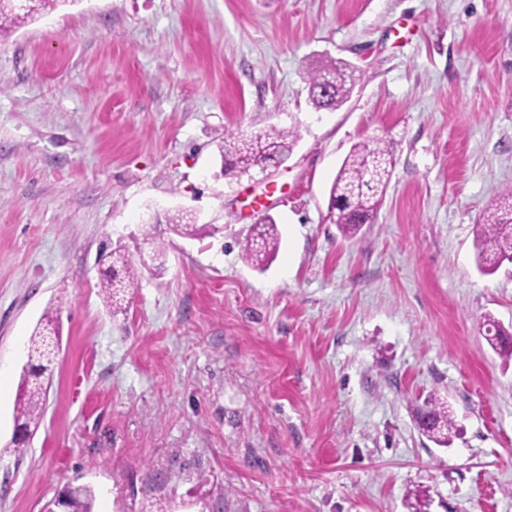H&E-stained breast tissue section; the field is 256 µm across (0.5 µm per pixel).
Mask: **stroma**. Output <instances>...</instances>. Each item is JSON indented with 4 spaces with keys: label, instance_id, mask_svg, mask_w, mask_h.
<instances>
[{
    "label": "stroma",
    "instance_id": "obj_1",
    "mask_svg": "<svg viewBox=\"0 0 512 512\" xmlns=\"http://www.w3.org/2000/svg\"><path fill=\"white\" fill-rule=\"evenodd\" d=\"M361 72L315 110L309 70ZM294 129L264 180L231 133ZM393 170L376 223L327 218L351 148ZM512 189V0H75L0 35V512L89 485L96 512H512V263L476 265ZM200 229L173 233L167 213ZM272 217L265 270L242 246ZM165 243L166 264L140 266ZM140 267L121 308L101 254ZM60 346L11 438L27 345ZM459 433L417 427L428 396Z\"/></svg>",
    "mask_w": 512,
    "mask_h": 512
}]
</instances>
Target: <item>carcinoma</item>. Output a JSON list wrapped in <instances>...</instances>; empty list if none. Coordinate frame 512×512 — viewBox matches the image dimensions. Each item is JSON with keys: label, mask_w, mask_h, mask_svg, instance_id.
Instances as JSON below:
<instances>
[{"label": "carcinoma", "mask_w": 512, "mask_h": 512, "mask_svg": "<svg viewBox=\"0 0 512 512\" xmlns=\"http://www.w3.org/2000/svg\"><path fill=\"white\" fill-rule=\"evenodd\" d=\"M69 0H35L27 13H19L9 0H0V31L33 17L41 10L54 9ZM309 100L317 110H334L349 98L361 79L346 63H334L308 72ZM296 133L280 130L265 138L229 134L220 146L226 162L224 175L239 176L245 171L268 167L288 157ZM393 169L387 150L379 144L364 141L355 144L343 161L330 188L328 220L337 225L342 236L355 237L362 225L374 223L383 203ZM172 230L186 237L197 235L192 214L179 211L168 218ZM278 233L275 221L267 216L255 225L253 235L243 245L245 258L262 265L275 253ZM477 268L484 275L493 274L505 262H512V189L501 193L485 211L476 232ZM110 265L102 282V293L108 305L114 303V291L134 286L138 270L122 250L107 254ZM58 336L55 320L46 317L42 329L30 339L28 364L20 382L16 405V428L23 432L13 440L15 451L22 453L27 436L37 430L42 419L43 398L46 396L42 377L52 359L46 338ZM489 343L504 359H512V339L502 334L488 337ZM427 411L418 414L419 429L440 446H448L455 422L448 405L434 396L424 401ZM94 489L83 485L68 497L64 512H94Z\"/></svg>", "instance_id": "1"}]
</instances>
